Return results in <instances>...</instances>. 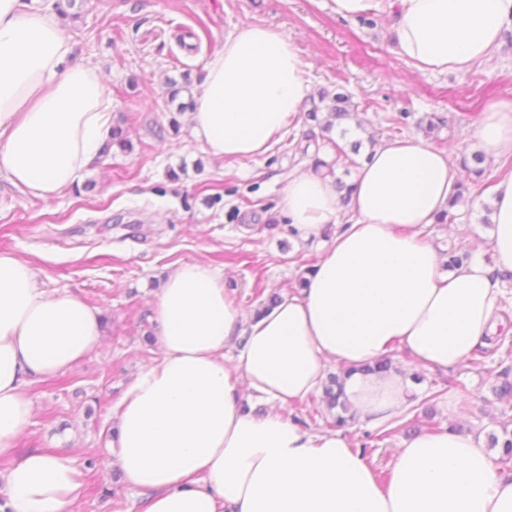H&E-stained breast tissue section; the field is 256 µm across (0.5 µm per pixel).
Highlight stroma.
Segmentation results:
<instances>
[{"label": "stroma", "instance_id": "1", "mask_svg": "<svg viewBox=\"0 0 512 512\" xmlns=\"http://www.w3.org/2000/svg\"><path fill=\"white\" fill-rule=\"evenodd\" d=\"M65 30L78 62L98 67L112 91L113 122L130 133L131 149H111L75 187L51 201L24 196L0 180V252L31 260L42 288L69 292L102 311L101 342L76 369L30 383L34 413L18 451L69 456L79 472L73 512H140L143 495L125 486L110 443L114 408L136 374L161 358L151 301L167 273L184 262L217 270L248 312L271 295L298 288L322 253V241L292 231L282 207L288 178L311 169L295 144L309 130L303 113L254 160H214L194 138L186 111L203 81L206 60L244 24L284 31L305 64L310 95L348 93L367 131L388 141L385 119L407 113L403 137H422L451 163L478 149L472 124L485 106L512 97V30L501 48L467 73L422 72L397 51L388 15L372 24L336 15L331 0H77ZM434 114L431 135L417 120ZM479 202L458 208V228L430 224L423 235L440 256L487 254L491 204L501 160L487 158ZM504 335L494 353L445 372L419 370L408 406L390 439L367 428H336L323 391L284 406L311 433L334 429L385 473L412 436L451 426L480 438L512 425V293L500 308ZM94 466H87V458Z\"/></svg>", "mask_w": 512, "mask_h": 512}]
</instances>
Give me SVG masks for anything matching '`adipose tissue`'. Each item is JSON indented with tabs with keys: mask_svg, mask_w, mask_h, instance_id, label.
Listing matches in <instances>:
<instances>
[{
	"mask_svg": "<svg viewBox=\"0 0 512 512\" xmlns=\"http://www.w3.org/2000/svg\"><path fill=\"white\" fill-rule=\"evenodd\" d=\"M46 0H0V177L24 194L57 198L107 147L112 96ZM336 14L381 12L416 68L464 72L512 29V0H332ZM306 71L282 31L246 24L204 65L188 118L216 160L266 153L296 118ZM474 135L492 156L512 150V98L491 102ZM458 173L419 138L377 147L359 169L341 218L329 176L288 179L283 208L300 236L335 232L309 285L249 316L209 265L183 263L152 305L160 361L118 404L112 451L141 512H512V472L474 436L443 428L403 441L387 482L340 434L297 427L282 405L318 390L328 364L360 423L401 415L409 380L364 372L407 349L410 364L445 371L470 360L497 329L503 276L512 274V174L495 186L488 257L446 270L421 233L447 211ZM102 318L76 295L41 288L31 263L0 252V457L14 454L36 378L75 368L98 346ZM236 346L234 362L224 360ZM272 401L256 415L244 390ZM72 459L39 450L0 472L11 512H72Z\"/></svg>",
	"mask_w": 512,
	"mask_h": 512,
	"instance_id": "1",
	"label": "adipose tissue"
}]
</instances>
